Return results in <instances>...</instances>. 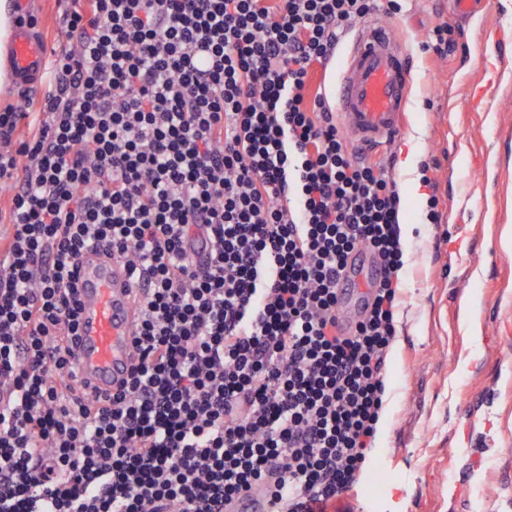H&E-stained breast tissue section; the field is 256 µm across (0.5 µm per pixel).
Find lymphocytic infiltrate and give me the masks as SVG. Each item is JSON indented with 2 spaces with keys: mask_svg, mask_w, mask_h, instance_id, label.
<instances>
[{
  "mask_svg": "<svg viewBox=\"0 0 512 512\" xmlns=\"http://www.w3.org/2000/svg\"><path fill=\"white\" fill-rule=\"evenodd\" d=\"M60 4L69 45L34 111L0 107V512H223L260 482L275 512H328L378 436L404 196L308 81L403 0ZM92 242L151 279L109 400L66 345ZM360 247L385 276L345 336L336 278Z\"/></svg>",
  "mask_w": 512,
  "mask_h": 512,
  "instance_id": "1",
  "label": "lymphocytic infiltrate"
}]
</instances>
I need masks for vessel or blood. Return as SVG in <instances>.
<instances>
[{"label":"vessel or blood","instance_id":"obj_1","mask_svg":"<svg viewBox=\"0 0 512 512\" xmlns=\"http://www.w3.org/2000/svg\"><path fill=\"white\" fill-rule=\"evenodd\" d=\"M48 48L40 30L20 26L9 41V79L27 92L40 88ZM338 85L331 94L347 135L365 144L388 142L401 130L409 87V68L401 41L391 26L371 19L349 41ZM380 270L369 253L352 254L341 274L339 320L351 329ZM78 326L72 339L74 376L101 397L118 393L133 366L134 338L141 322L146 282L135 279L122 257L86 247L76 266ZM224 512H273L265 484L231 499Z\"/></svg>","mask_w":512,"mask_h":512}]
</instances>
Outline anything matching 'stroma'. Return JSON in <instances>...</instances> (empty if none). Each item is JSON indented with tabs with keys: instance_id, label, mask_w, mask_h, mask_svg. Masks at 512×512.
Wrapping results in <instances>:
<instances>
[{
	"instance_id": "1",
	"label": "stroma",
	"mask_w": 512,
	"mask_h": 512,
	"mask_svg": "<svg viewBox=\"0 0 512 512\" xmlns=\"http://www.w3.org/2000/svg\"><path fill=\"white\" fill-rule=\"evenodd\" d=\"M49 46L67 40L58 0H18ZM412 60L402 133L368 159L393 161L406 199L407 263L379 438L345 503L353 512H512V0L459 20L449 0L391 16ZM439 24L446 56L420 45ZM435 180L441 221L412 193Z\"/></svg>"
}]
</instances>
